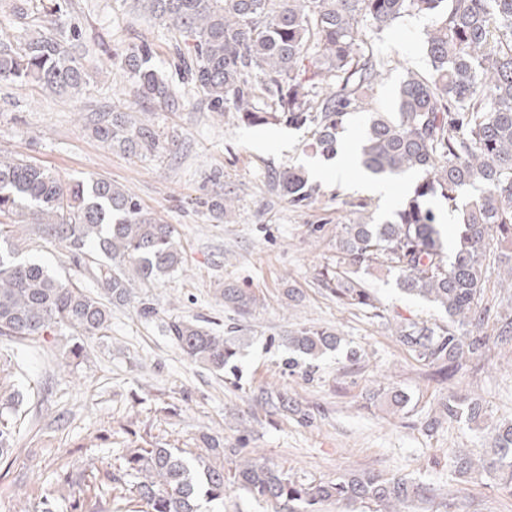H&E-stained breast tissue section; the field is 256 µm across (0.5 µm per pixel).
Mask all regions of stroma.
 I'll list each match as a JSON object with an SVG mask.
<instances>
[{
  "instance_id": "35a3bbf8",
  "label": "stroma",
  "mask_w": 512,
  "mask_h": 512,
  "mask_svg": "<svg viewBox=\"0 0 512 512\" xmlns=\"http://www.w3.org/2000/svg\"><path fill=\"white\" fill-rule=\"evenodd\" d=\"M36 14V0H0V37L23 41L35 30ZM430 25L426 16L407 15L372 41L386 66L367 103L347 116L345 136L357 137L371 113L396 111L407 72L426 73L422 43ZM74 26L89 85L69 97L0 82V159H27L63 181L104 177L129 189L146 211L175 227L183 263L135 289L156 304L158 317L141 318L132 303L113 308L107 335L83 339L79 366L67 364L65 330L44 340L0 343V352L19 364L24 394L10 461L0 463V512H14L16 504L48 490L80 499L82 512H127L115 480L133 434L192 448L203 432L308 482L362 471L406 476L431 490L412 512H512V493L499 481L479 474L464 481L455 472V452L481 450L479 432L455 421L426 429L451 394L482 399L491 422L512 419V347L489 346L455 376L440 378L436 366L405 349L386 318L340 306L319 282L320 271L336 263L338 225L358 218L354 203H367L373 223L387 220L380 198L344 189L327 173L316 178L320 194L313 203L290 204L273 181L287 168L312 170L309 129L250 127L234 113L210 112L166 27L133 0H62L53 31L65 36ZM134 45L150 48L178 107L148 112L137 101L120 68ZM115 110L152 127L158 153L134 156L100 141L95 129ZM227 192L234 206L224 214L212 202ZM19 233L22 257L39 259L87 290L98 288L87 260L43 239L36 225L21 224ZM228 284L256 295L248 314L225 305ZM372 286L386 317L446 318L404 297L394 283ZM174 318H197L213 331L233 333L241 350L237 375L188 360L162 330V321ZM307 323L337 329L347 347L360 349L359 361L349 363L339 350L316 360L313 376L289 368L282 338ZM382 383L407 393L405 408L370 399ZM264 391L286 399L287 407L262 403ZM71 471L95 477L99 493L63 485L60 475Z\"/></svg>"
}]
</instances>
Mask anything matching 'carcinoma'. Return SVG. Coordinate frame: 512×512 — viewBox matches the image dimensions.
Instances as JSON below:
<instances>
[{"label": "carcinoma", "instance_id": "obj_1", "mask_svg": "<svg viewBox=\"0 0 512 512\" xmlns=\"http://www.w3.org/2000/svg\"><path fill=\"white\" fill-rule=\"evenodd\" d=\"M172 34L184 70L212 112H234L248 126L284 124L312 128L311 151L329 159L349 109L365 102L385 62L368 51V40L409 13L432 18L423 49L429 71H410L398 91V112H375L361 134V164L371 174L422 178L400 201L393 217L372 224L361 218L341 225L336 235V269L320 273L321 286L347 308L384 318L376 291L365 279L381 272L403 294L444 311L447 320L394 321L399 341L416 359L438 367L443 377L480 356L479 301L487 252L507 270L512 291V0H141ZM123 72L136 96L159 107L178 104L159 76L152 55L140 47L126 54ZM0 81L31 84L58 95L77 96L89 84L83 57L51 31L18 46L0 42ZM95 133L125 151L152 153L156 133L114 112ZM277 185L295 206L312 203L319 185L302 171L279 172ZM481 194L464 209L459 242L444 253L442 216L431 205L441 198L448 209L468 186ZM29 217L46 240L63 243L73 255L94 257L101 288L89 292L52 274L42 264L19 259L13 218ZM181 249L175 228L144 210L138 198L106 178L63 182L24 159L0 160V337L38 340L67 329L73 336H103L112 307L134 295L133 282L151 283L178 270ZM224 303L240 313L256 296L233 285ZM168 336L193 362L221 372L235 370V341L197 319L166 323ZM283 341L310 362L340 348L332 330L301 326ZM494 342L512 346V312L499 317ZM0 363V459L17 434L12 417L16 397ZM404 408L407 394L380 388ZM463 419L485 430L487 407L477 398L451 395L441 420ZM197 448H167L146 437L123 456L125 484L135 512H201L202 504L224 507L232 488L278 507L276 512H315L323 502L350 508L374 503L378 512H404L428 489L405 477L371 471L327 482H302L268 465L256 454L226 448L224 440L202 434ZM491 448L473 457L456 456L461 477L481 472L512 490V422L490 431ZM64 499L49 491L16 512H64Z\"/></svg>", "mask_w": 512, "mask_h": 512}]
</instances>
